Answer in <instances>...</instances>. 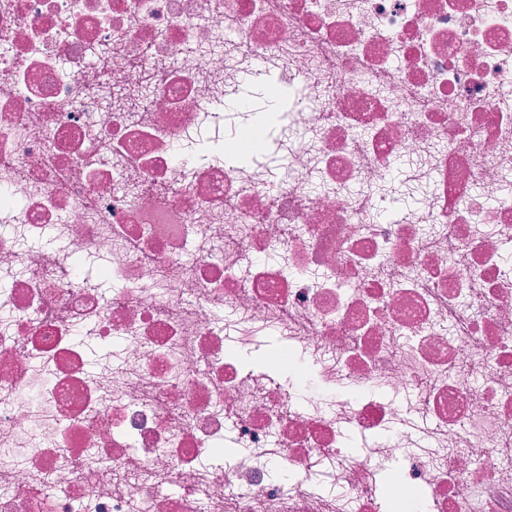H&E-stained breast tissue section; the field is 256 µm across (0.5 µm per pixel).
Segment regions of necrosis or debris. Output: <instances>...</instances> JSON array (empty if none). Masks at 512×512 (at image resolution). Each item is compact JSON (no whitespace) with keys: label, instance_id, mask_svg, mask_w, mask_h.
<instances>
[{"label":"necrosis or debris","instance_id":"4bbe7bcc","mask_svg":"<svg viewBox=\"0 0 512 512\" xmlns=\"http://www.w3.org/2000/svg\"><path fill=\"white\" fill-rule=\"evenodd\" d=\"M258 58L298 105L175 157ZM511 179L512 0H0V512H382L384 461L403 512H512ZM231 420L277 454L203 468Z\"/></svg>","mask_w":512,"mask_h":512}]
</instances>
